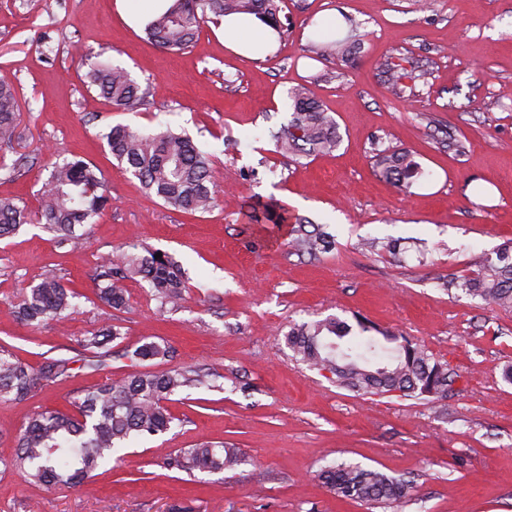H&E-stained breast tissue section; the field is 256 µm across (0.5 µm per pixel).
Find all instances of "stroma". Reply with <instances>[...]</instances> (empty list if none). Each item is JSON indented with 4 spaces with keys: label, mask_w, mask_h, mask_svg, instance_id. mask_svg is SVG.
Segmentation results:
<instances>
[{
    "label": "stroma",
    "mask_w": 512,
    "mask_h": 512,
    "mask_svg": "<svg viewBox=\"0 0 512 512\" xmlns=\"http://www.w3.org/2000/svg\"><path fill=\"white\" fill-rule=\"evenodd\" d=\"M139 0H0V73L19 91L21 122L0 170V196L37 207L56 157L98 166L112 205L58 249L27 224L0 240V344L40 368L77 357L78 339L108 323L123 340L104 370L73 369L23 403L0 401V512H512V309L484 305L449 280L475 274L512 243V0H283L288 29L259 59L224 47L203 25L195 44L170 52L127 16ZM340 25L356 40L346 58L316 52L317 32ZM101 54L148 90L146 106L116 111L83 81L77 49ZM406 59L411 79L388 82ZM310 82L336 121L338 147L301 158L277 153L290 91ZM186 132L209 153L220 202L189 216L146 196L118 167L102 135L118 123ZM407 151L426 178L402 191L379 175L377 152ZM276 198L335 237L327 253L289 244L286 224L250 222L251 205ZM395 241L368 252L365 239ZM159 249L185 272L181 307L160 309L146 282L127 284L116 310L96 296L103 257ZM55 270L79 294V313L28 326L10 310L23 287ZM362 318L422 344L446 364L448 394H364L297 362L293 324ZM171 344L169 365L212 372V388L172 396L176 425L125 449L76 488L45 490L5 462L34 413L71 411L109 378L167 363L131 360L141 337ZM203 441L242 450L218 473L161 468ZM347 462L411 480L409 501L384 508L336 497L316 478Z\"/></svg>",
    "instance_id": "stroma-1"
}]
</instances>
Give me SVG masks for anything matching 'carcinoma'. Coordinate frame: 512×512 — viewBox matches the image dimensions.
Instances as JSON below:
<instances>
[{"mask_svg": "<svg viewBox=\"0 0 512 512\" xmlns=\"http://www.w3.org/2000/svg\"><path fill=\"white\" fill-rule=\"evenodd\" d=\"M232 14L254 15L279 33L278 0H172L171 5L145 27L148 39L168 51L190 48L201 25L208 19L218 24ZM323 56H339L350 50L346 37L317 44ZM87 86L118 111H131L146 102L147 89L123 68L97 56L82 55ZM292 117L288 126L273 134L278 151L285 156H305L312 151H331L338 145L336 122L308 87L291 91ZM20 104L14 82L0 77V148L12 147L20 120ZM118 166L135 178L142 191L163 204L188 215L204 214L216 205L210 157L188 136L170 126L142 133L127 125L108 127L103 134ZM375 166L382 177L400 189L409 188L424 175L408 152L378 153ZM112 204L107 180L90 162L76 157L57 159L43 181L40 208L33 214L18 198H0V238L10 236L25 224L37 221L55 234L56 246L75 244V228L90 224ZM249 220L261 224L288 223V210L275 199L259 201ZM292 244L298 251L317 254L331 249L330 233L300 224ZM146 249L141 254L122 252L106 257L96 274L100 301L120 310L128 303L124 282L141 278L147 282L160 306L183 300L186 285L181 267L173 258ZM452 287L486 304L512 306V246L483 264L475 278H456ZM80 308L78 296L52 273L26 289L14 305L15 317L28 324L60 321ZM122 338L120 327L94 330L79 341L81 361L94 371L112 357V343ZM296 359L309 367L327 369L340 387L366 394L399 391L406 395L437 397L448 391V369L420 345L405 336L384 332L369 322L352 327L332 316L292 326L286 336ZM138 362L167 360L170 346L145 337L135 346ZM71 360L51 359L41 368L24 363L5 345H0V400L23 403L39 390L69 376ZM209 375L181 367L164 371H135L106 382L88 392L75 406L77 414L45 410L34 414L20 432L15 455L5 466L22 471L35 486L72 488L96 476L112 457L145 435L169 431L175 417L166 401L184 387L212 386ZM245 462L240 449L222 442H203L167 455L160 467L183 472H218ZM318 478L338 498L386 505L406 498L410 484L375 469L355 464L327 463Z\"/></svg>", "mask_w": 512, "mask_h": 512, "instance_id": "1", "label": "carcinoma"}]
</instances>
